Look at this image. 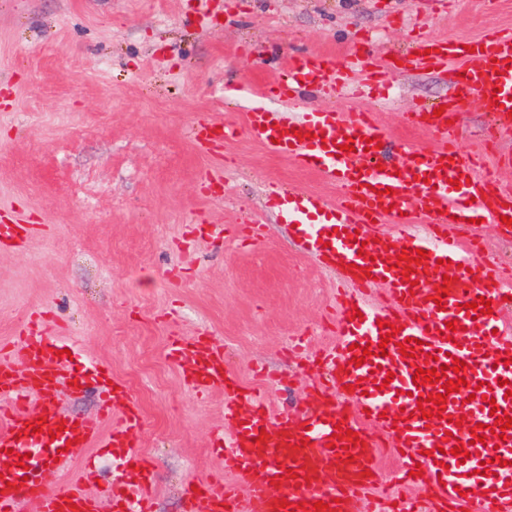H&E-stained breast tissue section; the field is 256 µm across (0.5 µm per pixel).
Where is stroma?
<instances>
[{
	"instance_id": "1",
	"label": "stroma",
	"mask_w": 512,
	"mask_h": 512,
	"mask_svg": "<svg viewBox=\"0 0 512 512\" xmlns=\"http://www.w3.org/2000/svg\"><path fill=\"white\" fill-rule=\"evenodd\" d=\"M415 28L454 41L512 29V0H0V223L36 227L24 248L0 243V343L44 313L74 363L111 365L141 406L154 512H185L187 484L222 466L224 399L183 382L171 331L213 337L275 412L301 408L308 359L336 340V274L268 199L280 184L332 202L337 185L246 134L204 151L192 131L278 108L268 87L289 56L342 64L367 33L379 62ZM391 81L389 101L328 89L297 105L373 112L392 139L434 149L408 115L456 94V64ZM453 121L463 154H512V134L486 143L477 106ZM254 219V245L201 230Z\"/></svg>"
}]
</instances>
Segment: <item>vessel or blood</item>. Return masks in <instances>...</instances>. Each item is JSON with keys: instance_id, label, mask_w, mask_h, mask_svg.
Wrapping results in <instances>:
<instances>
[{"instance_id": "vessel-or-blood-1", "label": "vessel or blood", "mask_w": 512, "mask_h": 512, "mask_svg": "<svg viewBox=\"0 0 512 512\" xmlns=\"http://www.w3.org/2000/svg\"><path fill=\"white\" fill-rule=\"evenodd\" d=\"M480 43L471 52L418 33L411 52L395 61L373 65L368 54L357 51L340 67L330 57L303 53L274 78V93L286 101L323 86L358 96L369 88L385 91L388 74L398 67L439 72L449 61H460L462 96L445 99L441 116L429 106L411 115L412 123L439 137V146L429 152L393 147L368 113L331 109L287 118L263 108L248 112L243 131L249 138L343 190L334 205L289 192L275 193L274 202L304 246L344 276L338 338L312 367L347 385V400L339 405L327 394H315L303 412H273L233 378L223 347L207 336L172 332L167 357L184 382L198 395L224 398L226 432L216 452L234 474L233 480L219 476L188 490L186 512H250L254 505L262 512H305L318 500L328 503V512H357L377 481L378 433L404 453L398 482L426 487V502L399 497L391 512H420L425 505L431 512L468 506L475 512H512V428L486 435L481 443L471 435L476 424L492 426L497 417L512 416V328L503 321L512 273L483 266L481 242L463 235L467 219L496 224L512 217V188L494 186L477 162L462 154L449 122L452 113L463 110L465 94L473 92L491 117L492 136L512 133V30L488 31ZM239 131L207 122L194 139L206 148L233 140ZM382 223L388 226L384 237L370 241L369 227ZM422 224L423 235L417 231ZM420 249L429 256L418 264L414 282H406L407 267L398 257ZM378 283L389 295L383 305L368 299ZM483 297L492 301L487 315L469 307ZM451 321L456 331H449ZM388 323L398 329L391 338L384 329ZM18 339L19 348L0 345V512H23L33 500L40 512H100L87 475L54 488L39 463L26 456L49 440V458L67 466L74 458L66 449L72 439L123 460L122 476L108 490L113 512H153L152 469L135 440L141 411L127 385H111L108 367L70 365L67 356L58 355L55 332L44 321L24 325ZM367 345L387 353L355 365L354 356ZM456 359L464 363L457 373L451 368ZM438 365L445 366L446 379L458 374L466 384L448 394L440 417L426 419L418 403L443 392V385H417L412 377L417 369ZM74 383L99 390L107 404L120 409V424L107 431L61 416L55 396ZM338 426L349 432L339 442L332 438ZM458 445L468 451L466 461L452 455ZM418 467L419 478L413 475Z\"/></svg>"}]
</instances>
